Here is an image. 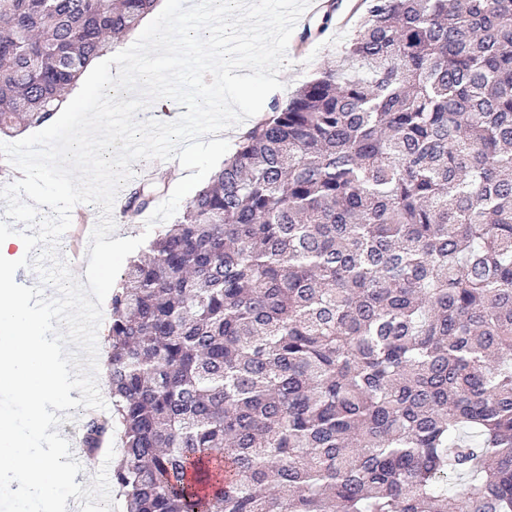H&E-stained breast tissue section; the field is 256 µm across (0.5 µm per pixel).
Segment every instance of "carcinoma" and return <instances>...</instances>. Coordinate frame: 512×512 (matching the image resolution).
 I'll use <instances>...</instances> for the list:
<instances>
[{
    "instance_id": "carcinoma-1",
    "label": "carcinoma",
    "mask_w": 512,
    "mask_h": 512,
    "mask_svg": "<svg viewBox=\"0 0 512 512\" xmlns=\"http://www.w3.org/2000/svg\"><path fill=\"white\" fill-rule=\"evenodd\" d=\"M154 2L0 0V135ZM362 5L112 294L124 512H512V0Z\"/></svg>"
}]
</instances>
